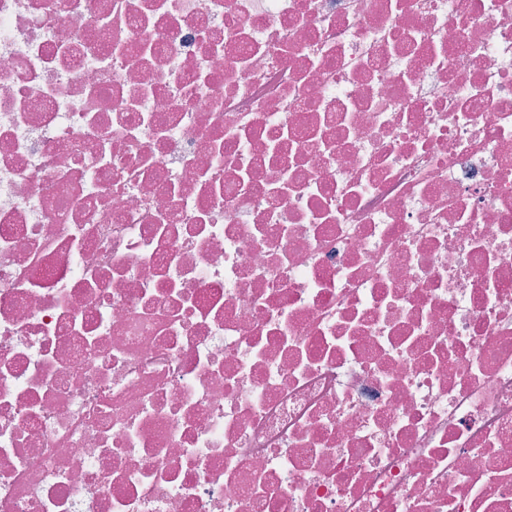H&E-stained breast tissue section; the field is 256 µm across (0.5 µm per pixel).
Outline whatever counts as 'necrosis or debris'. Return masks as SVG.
Returning <instances> with one entry per match:
<instances>
[{
  "instance_id": "necrosis-or-debris-1",
  "label": "necrosis or debris",
  "mask_w": 512,
  "mask_h": 512,
  "mask_svg": "<svg viewBox=\"0 0 512 512\" xmlns=\"http://www.w3.org/2000/svg\"><path fill=\"white\" fill-rule=\"evenodd\" d=\"M0 512H512V0H0Z\"/></svg>"
}]
</instances>
